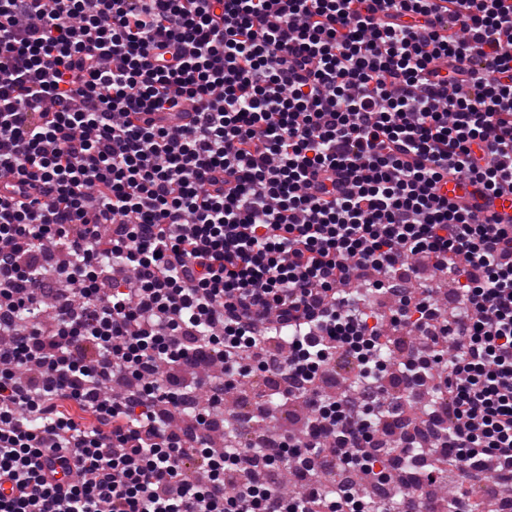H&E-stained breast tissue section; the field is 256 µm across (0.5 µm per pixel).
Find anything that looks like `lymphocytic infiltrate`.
<instances>
[{"mask_svg":"<svg viewBox=\"0 0 512 512\" xmlns=\"http://www.w3.org/2000/svg\"><path fill=\"white\" fill-rule=\"evenodd\" d=\"M2 179L0 512H365L212 447L255 373L309 413L268 467L371 475L405 421L383 381L418 378L457 482L512 473V217L478 204L512 190V0H0ZM422 263L457 331L430 287L354 304ZM341 354L364 406L322 392Z\"/></svg>","mask_w":512,"mask_h":512,"instance_id":"1","label":"lymphocytic infiltrate"}]
</instances>
